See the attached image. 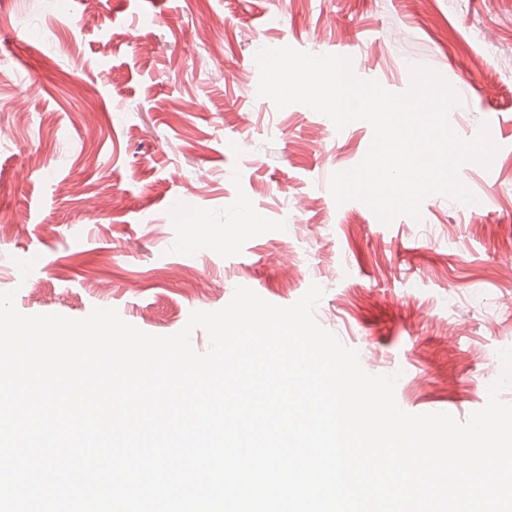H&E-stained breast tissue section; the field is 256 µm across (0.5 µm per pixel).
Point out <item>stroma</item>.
Instances as JSON below:
<instances>
[{
	"label": "stroma",
	"instance_id": "1",
	"mask_svg": "<svg viewBox=\"0 0 512 512\" xmlns=\"http://www.w3.org/2000/svg\"><path fill=\"white\" fill-rule=\"evenodd\" d=\"M507 44L512 0H0V291L166 336L236 287L288 306L316 283L317 322L399 373L404 410L467 420L512 348ZM284 46L397 94L411 66L442 76L455 133L498 147L459 170L473 203L424 200L417 224L336 204L372 128L259 96L256 54Z\"/></svg>",
	"mask_w": 512,
	"mask_h": 512
}]
</instances>
